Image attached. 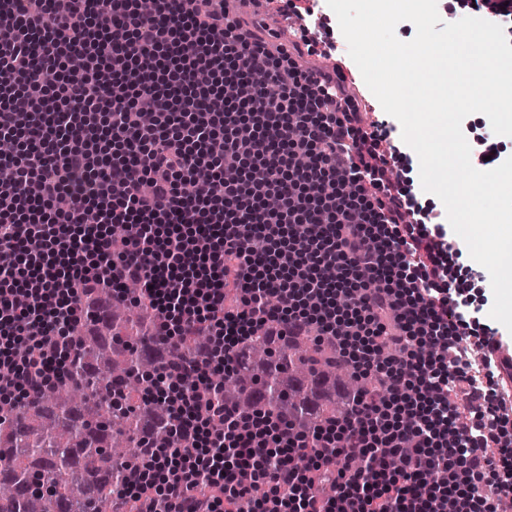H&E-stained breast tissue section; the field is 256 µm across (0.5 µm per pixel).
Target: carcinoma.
<instances>
[{"label": "carcinoma", "instance_id": "obj_1", "mask_svg": "<svg viewBox=\"0 0 512 512\" xmlns=\"http://www.w3.org/2000/svg\"><path fill=\"white\" fill-rule=\"evenodd\" d=\"M83 313L71 380L22 407L0 405V512H112L129 468L174 437L169 409L146 398V383L164 358H193L208 337L185 336L171 353L151 335L149 306L109 294L87 297ZM215 383L242 413L270 407L306 430L344 412L336 384L355 394L374 385L337 363L331 343L273 326Z\"/></svg>", "mask_w": 512, "mask_h": 512}]
</instances>
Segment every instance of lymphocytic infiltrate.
I'll return each mask as SVG.
<instances>
[{
    "mask_svg": "<svg viewBox=\"0 0 512 512\" xmlns=\"http://www.w3.org/2000/svg\"><path fill=\"white\" fill-rule=\"evenodd\" d=\"M8 2L0 137L30 150L0 158V395L63 379L83 297L135 281L155 336L210 342L151 383L177 430L130 469L117 512H498L512 417L496 362L473 376L441 243L410 221L344 73L270 53L214 0ZM270 325L333 342L379 388L311 432L241 414L211 378Z\"/></svg>",
    "mask_w": 512,
    "mask_h": 512,
    "instance_id": "obj_1",
    "label": "lymphocytic infiltrate"
}]
</instances>
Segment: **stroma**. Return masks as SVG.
Returning a JSON list of instances; mask_svg holds the SVG:
<instances>
[{"mask_svg": "<svg viewBox=\"0 0 512 512\" xmlns=\"http://www.w3.org/2000/svg\"><path fill=\"white\" fill-rule=\"evenodd\" d=\"M258 11L270 30L282 35L287 34L289 27L298 18L309 21L315 14L323 15L326 23L325 36L334 45L332 55L325 58L317 53L305 54L298 57V66L303 69L315 68L330 59L342 67L346 77L355 84L354 106L361 114L363 129L377 133L381 138V151L391 155L393 159L394 182L400 188L411 191L415 204L430 212L433 223H446V210L442 202L435 195L424 192L421 187L419 159L414 150L403 142L400 123L383 111L364 83L358 67L348 54V46L336 16L326 11L323 0H261ZM462 129L470 145H481L482 149L501 161L512 156V137L495 134L486 116L479 113L469 115L465 118ZM448 240L453 248L444 251L443 258L448 266L449 276L455 281V296L480 309V323L473 326L472 339L482 338L494 330L504 341H512V334L489 316L493 293L488 272L471 259L466 243L458 235L449 234Z\"/></svg>", "mask_w": 512, "mask_h": 512, "instance_id": "obj_1", "label": "stroma"}]
</instances>
